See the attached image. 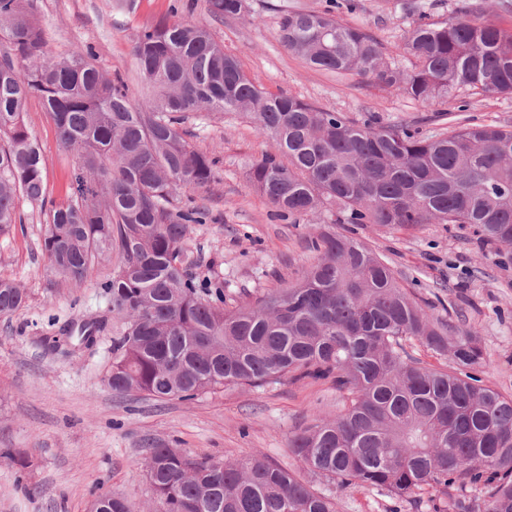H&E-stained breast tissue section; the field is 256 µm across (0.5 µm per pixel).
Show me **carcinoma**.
I'll return each instance as SVG.
<instances>
[{
  "mask_svg": "<svg viewBox=\"0 0 512 512\" xmlns=\"http://www.w3.org/2000/svg\"><path fill=\"white\" fill-rule=\"evenodd\" d=\"M288 13L279 41L318 69L354 72L410 97L441 119L460 89L512 94V32L474 10L448 22L424 15L398 46L401 68L363 28L333 11ZM213 17L236 18L246 0H208ZM0 233L21 220L24 197L47 195L45 159L25 122L42 101L63 148L77 157L73 187L49 210L44 252L51 271L78 284L92 259L118 255L101 288L122 321L112 340L107 384L154 399L192 400L225 388H262L289 377L332 378L345 399L288 442L299 467L342 487L412 499L431 488L433 512H512V398L484 384L479 336L456 333L408 291L388 262L362 241L332 231L317 258L286 288L229 308L189 271L186 244L198 208L176 209L187 189L216 178L215 160L182 128L187 115L249 116L274 151L252 167L254 186L290 223L322 209L335 224H467L486 241L512 244V129L461 118L424 134L408 124H358L342 112L256 86L224 52L207 23L166 18L140 31L133 56L145 99L103 74L88 51L54 56L32 0H0ZM26 293L0 279V317ZM416 340L450 356L432 369L406 350ZM25 469L27 448H0ZM160 512H336V501L285 467L260 457L224 461L177 448L144 449ZM477 489L480 498H469ZM89 512H140L98 495Z\"/></svg>",
  "mask_w": 512,
  "mask_h": 512,
  "instance_id": "1",
  "label": "carcinoma"
}]
</instances>
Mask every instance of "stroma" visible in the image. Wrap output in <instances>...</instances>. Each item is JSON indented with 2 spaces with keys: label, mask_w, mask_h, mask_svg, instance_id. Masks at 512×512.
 <instances>
[{
  "label": "stroma",
  "mask_w": 512,
  "mask_h": 512,
  "mask_svg": "<svg viewBox=\"0 0 512 512\" xmlns=\"http://www.w3.org/2000/svg\"><path fill=\"white\" fill-rule=\"evenodd\" d=\"M401 2L356 0V9L341 18L375 36L404 68L408 62L397 47L416 15L402 10ZM247 4L243 17L216 20L207 0H138L130 13L113 11L112 0H34V18L49 53L92 49L99 70L121 75L136 103L144 92L133 37L169 17L175 5L182 18L209 21L225 52L266 92L293 95L355 121L373 114L385 124L432 129L431 114L420 103L353 73L311 67L279 42L285 13L321 11L328 0ZM461 105L476 122L512 125V95L462 89L447 108L453 112ZM26 122L46 160L48 201L19 199L21 224L0 235V278L15 280L28 295L23 308L0 318V448L32 449L34 463L21 472L0 458V512H87L90 500L103 492L149 512L154 502L140 460L143 448L153 444L226 460L260 456L295 468L289 439L317 417L343 408L330 381L285 378L191 401L112 391L106 376L120 324L101 284L117 261L95 260L76 286L52 281L42 250L47 213L51 203L65 199L76 159L62 148L41 100H29ZM183 128L198 151L219 159L215 182L183 192L176 202L207 211L206 223L194 225L187 244L191 271L223 289L230 306L293 281L314 261L311 242L330 213L298 224L276 216L249 177L252 164L270 148L249 117L202 112L189 116ZM337 230L355 234L384 256L407 287L433 302L436 315L477 333L488 362L484 383L512 397V246L487 243L472 228L455 224L409 230L341 224ZM66 331L67 350L53 348L51 337ZM335 494L337 512H429L425 500L399 501L381 490L351 486Z\"/></svg>",
  "instance_id": "1"
}]
</instances>
